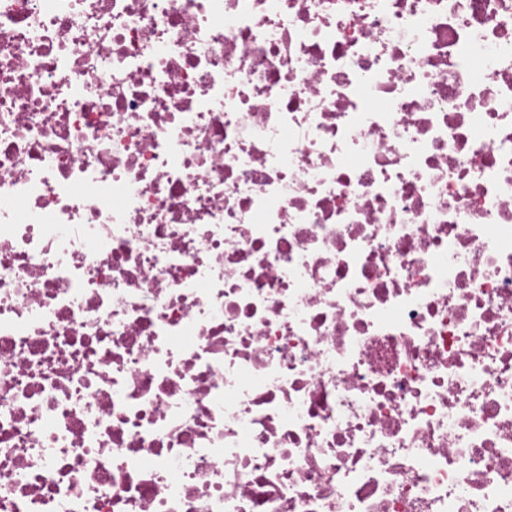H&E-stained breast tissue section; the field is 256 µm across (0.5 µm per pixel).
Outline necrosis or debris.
<instances>
[{
    "instance_id": "obj_1",
    "label": "necrosis or debris",
    "mask_w": 512,
    "mask_h": 512,
    "mask_svg": "<svg viewBox=\"0 0 512 512\" xmlns=\"http://www.w3.org/2000/svg\"><path fill=\"white\" fill-rule=\"evenodd\" d=\"M0 512H512V0H0Z\"/></svg>"
}]
</instances>
